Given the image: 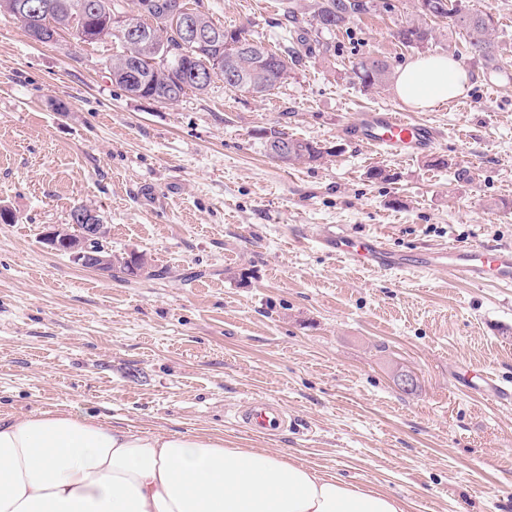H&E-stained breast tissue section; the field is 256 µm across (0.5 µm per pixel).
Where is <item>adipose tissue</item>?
<instances>
[{"label": "adipose tissue", "instance_id": "ef3b65f1", "mask_svg": "<svg viewBox=\"0 0 512 512\" xmlns=\"http://www.w3.org/2000/svg\"><path fill=\"white\" fill-rule=\"evenodd\" d=\"M453 58L422 55L394 92L426 110L463 97ZM0 512H406L403 500L217 435L133 432L77 408L0 416Z\"/></svg>", "mask_w": 512, "mask_h": 512}]
</instances>
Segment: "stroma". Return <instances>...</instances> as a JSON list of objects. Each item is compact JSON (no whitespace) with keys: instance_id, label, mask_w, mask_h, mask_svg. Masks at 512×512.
<instances>
[{"instance_id":"obj_1","label":"stroma","mask_w":512,"mask_h":512,"mask_svg":"<svg viewBox=\"0 0 512 512\" xmlns=\"http://www.w3.org/2000/svg\"><path fill=\"white\" fill-rule=\"evenodd\" d=\"M492 12L504 68L463 56L472 88L421 120L444 133L412 159L341 132L396 108L352 68L399 67L393 36L411 0L333 37L269 95L176 103L129 96L107 61L119 44L33 41L0 16V415L75 406L135 432H206L295 458L405 501L406 512H512V287L447 272L384 274L324 252L306 230L377 236L397 252L512 246V0ZM215 24L285 45L280 0H203ZM314 141L315 164L281 162L261 131ZM387 170L390 180L372 179ZM96 208L114 252H142L164 279L102 277L42 235ZM417 388L403 392L401 371ZM300 425L257 437L232 417L248 397ZM353 73L366 91L384 86L389 82L392 72L386 60L375 56H365L353 66Z\"/></svg>"}]
</instances>
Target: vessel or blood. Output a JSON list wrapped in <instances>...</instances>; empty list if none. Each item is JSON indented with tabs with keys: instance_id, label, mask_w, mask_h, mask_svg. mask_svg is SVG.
<instances>
[{
	"instance_id": "1",
	"label": "vessel or blood",
	"mask_w": 512,
	"mask_h": 512,
	"mask_svg": "<svg viewBox=\"0 0 512 512\" xmlns=\"http://www.w3.org/2000/svg\"><path fill=\"white\" fill-rule=\"evenodd\" d=\"M343 134L367 147L407 159L434 151L442 138L433 125L415 121L393 109H370L345 123ZM316 241L329 255L354 265L391 270H437L462 283H494L512 286V248L508 246H451L426 253L399 254L381 239L353 237L345 232L327 230L316 234ZM238 416L246 429L263 436H273L292 427L294 419L272 400H245Z\"/></svg>"
}]
</instances>
